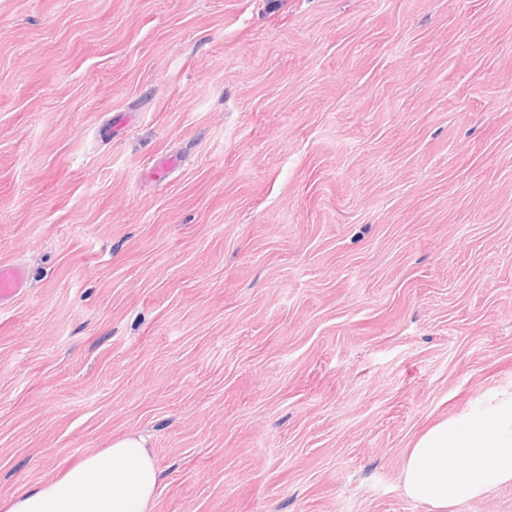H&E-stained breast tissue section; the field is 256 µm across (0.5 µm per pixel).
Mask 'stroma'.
<instances>
[{
    "label": "stroma",
    "instance_id": "1",
    "mask_svg": "<svg viewBox=\"0 0 512 512\" xmlns=\"http://www.w3.org/2000/svg\"><path fill=\"white\" fill-rule=\"evenodd\" d=\"M1 260L0 498L136 431L152 512H433L512 384V0H0ZM27 280L28 272L23 265L0 261V306L22 293ZM400 484L439 512L512 485L511 384L485 390L420 434L405 449Z\"/></svg>",
    "mask_w": 512,
    "mask_h": 512
}]
</instances>
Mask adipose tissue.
I'll return each mask as SVG.
<instances>
[{"label":"adipose tissue","mask_w":512,"mask_h":512,"mask_svg":"<svg viewBox=\"0 0 512 512\" xmlns=\"http://www.w3.org/2000/svg\"><path fill=\"white\" fill-rule=\"evenodd\" d=\"M159 483L146 438L131 432L58 476L0 499V512H151ZM400 484L435 512L512 485V386L480 393L420 434L404 452Z\"/></svg>","instance_id":"ef3b65f1"}]
</instances>
